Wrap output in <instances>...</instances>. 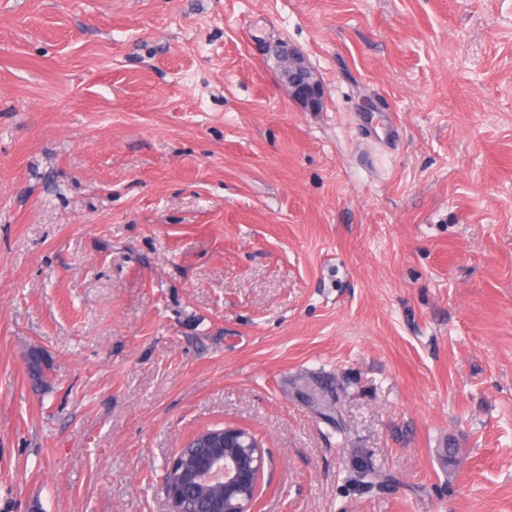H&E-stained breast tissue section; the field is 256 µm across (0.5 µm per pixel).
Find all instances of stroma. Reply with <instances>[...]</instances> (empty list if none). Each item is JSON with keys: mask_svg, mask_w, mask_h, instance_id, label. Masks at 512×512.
Returning a JSON list of instances; mask_svg holds the SVG:
<instances>
[{"mask_svg": "<svg viewBox=\"0 0 512 512\" xmlns=\"http://www.w3.org/2000/svg\"><path fill=\"white\" fill-rule=\"evenodd\" d=\"M227 424L257 512H512V0H0V512ZM281 60L283 61L282 69L288 70V81L284 83L288 87L291 99L305 107H318L322 99V88L305 59L287 50L281 54Z\"/></svg>", "mask_w": 512, "mask_h": 512, "instance_id": "35a3bbf8", "label": "stroma"}]
</instances>
